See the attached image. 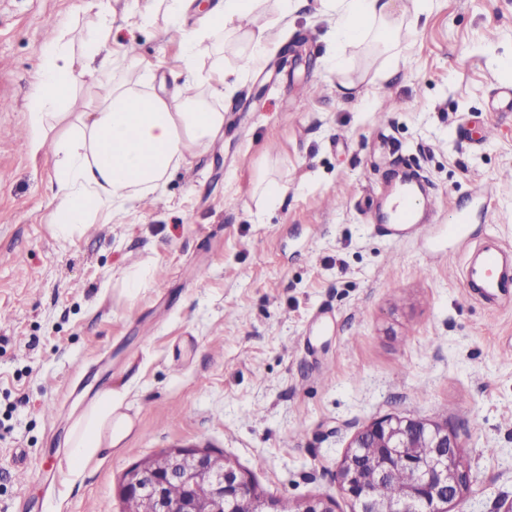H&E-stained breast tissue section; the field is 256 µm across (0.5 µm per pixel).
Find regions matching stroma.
<instances>
[{"label":"stroma","mask_w":512,"mask_h":512,"mask_svg":"<svg viewBox=\"0 0 512 512\" xmlns=\"http://www.w3.org/2000/svg\"><path fill=\"white\" fill-rule=\"evenodd\" d=\"M112 7L125 45L159 77L181 36L131 27L133 0H0V512H123L126 469L174 447L224 455L256 492L330 497L370 422L402 414L455 431L472 481L450 512L512 502V300L469 294L468 256L512 248V0H437L391 48L336 53L319 0H299L260 71L232 51L224 136L120 223L52 231V144L23 149L45 46ZM352 82L343 90L340 81ZM417 171L432 221L472 211L465 243L389 242L369 207ZM282 200L262 203L259 181ZM143 286L129 292L124 276ZM118 444L71 475L75 424L104 393Z\"/></svg>","instance_id":"1"}]
</instances>
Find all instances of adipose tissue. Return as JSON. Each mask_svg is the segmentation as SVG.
I'll list each match as a JSON object with an SVG mask.
<instances>
[{
    "label": "adipose tissue",
    "mask_w": 512,
    "mask_h": 512,
    "mask_svg": "<svg viewBox=\"0 0 512 512\" xmlns=\"http://www.w3.org/2000/svg\"><path fill=\"white\" fill-rule=\"evenodd\" d=\"M261 0H211L198 11L195 0H141L139 19L165 14L181 24L186 55L172 86L148 91L142 80L116 79L112 70V25L101 23L83 39L80 52L70 48L67 31H58L46 46L30 114L25 150L39 156L53 141L54 178L59 201L54 232L69 237L94 220L111 221L130 201L159 191L188 155L209 147L224 134V113L215 99L230 91L224 78V33L237 36L243 64L262 69L274 27L284 22L293 0H279L276 19L266 26L241 29ZM337 43L366 37L383 45L393 42L397 0H321ZM209 67H202V60ZM89 77L92 101L73 111L70 101L78 78ZM206 86L191 94L190 84ZM112 397H101L79 427L69 454L78 468L113 442Z\"/></svg>",
    "instance_id": "adipose-tissue-1"
}]
</instances>
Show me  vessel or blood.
Returning <instances> with one entry per match:
<instances>
[{
  "mask_svg": "<svg viewBox=\"0 0 512 512\" xmlns=\"http://www.w3.org/2000/svg\"><path fill=\"white\" fill-rule=\"evenodd\" d=\"M421 177L416 172L403 174L393 188L396 203L388 208L375 229L395 241L413 235H427L429 226L417 217L418 191ZM506 252H489L480 260L468 264L465 279L468 288L487 301L512 295V274L507 271Z\"/></svg>",
  "mask_w": 512,
  "mask_h": 512,
  "instance_id": "vessel-or-blood-1",
  "label": "vessel or blood"
}]
</instances>
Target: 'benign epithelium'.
<instances>
[{"label": "benign epithelium", "instance_id": "1", "mask_svg": "<svg viewBox=\"0 0 512 512\" xmlns=\"http://www.w3.org/2000/svg\"><path fill=\"white\" fill-rule=\"evenodd\" d=\"M423 438L435 456L422 459L412 451ZM377 441L380 451L367 458L362 449ZM462 445L448 428L399 414L375 420L359 431L337 471L340 494L358 505V512H448L470 483V474L455 467ZM416 471L420 478L404 500L371 499L367 475L385 478L394 464ZM177 481L185 494L173 499L169 484ZM122 500H135L140 512H280L275 502L258 496L251 479L232 460L204 449L170 448L127 469Z\"/></svg>", "mask_w": 512, "mask_h": 512}]
</instances>
